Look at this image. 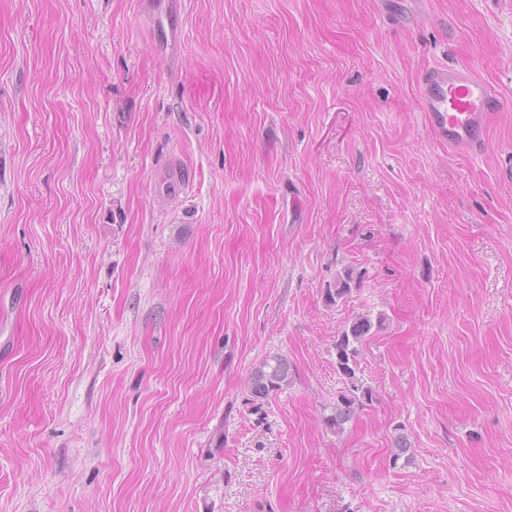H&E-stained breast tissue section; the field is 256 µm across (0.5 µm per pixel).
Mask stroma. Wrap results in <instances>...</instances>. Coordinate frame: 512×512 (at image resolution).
<instances>
[{"label":"stroma","instance_id":"obj_1","mask_svg":"<svg viewBox=\"0 0 512 512\" xmlns=\"http://www.w3.org/2000/svg\"><path fill=\"white\" fill-rule=\"evenodd\" d=\"M184 2L166 63L139 0H0V512H512V0ZM434 65L503 99L481 155ZM418 93L429 128L448 151L472 155L486 147L493 112L501 103L486 82L469 71L430 67L422 73ZM359 286L360 279L357 274L353 269L345 267L341 272H338L333 285L326 289V300L329 304H338L351 295L353 288ZM382 319L381 314L376 317V322L370 313L357 314L337 336L336 369L347 390L338 399L333 414L326 418L327 426L337 434L344 431V425L353 418L357 408H362L366 401L372 402V388L365 386L356 373L359 370L363 343L371 335L372 329L380 325ZM288 360L281 355L268 356L250 377L249 392L253 404L260 405L287 390L292 384Z\"/></svg>","mask_w":512,"mask_h":512}]
</instances>
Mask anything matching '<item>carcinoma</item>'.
<instances>
[{
    "label": "carcinoma",
    "mask_w": 512,
    "mask_h": 512,
    "mask_svg": "<svg viewBox=\"0 0 512 512\" xmlns=\"http://www.w3.org/2000/svg\"><path fill=\"white\" fill-rule=\"evenodd\" d=\"M360 286V279L354 270L346 267L336 276L333 285L326 289V300L337 304L346 300L353 289ZM382 316L372 317L369 313L354 316L337 336L336 369L346 385V393L340 396L333 414L326 418L327 426L340 434L344 425L354 416L356 409L372 401L373 390L365 385L357 375L363 343L371 335L374 327L380 325ZM292 384V374L288 360L281 355L264 359L250 377L249 392L253 403L260 405Z\"/></svg>",
    "instance_id": "carcinoma-1"
}]
</instances>
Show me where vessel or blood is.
<instances>
[{
	"instance_id": "1",
	"label": "vessel or blood",
	"mask_w": 512,
	"mask_h": 512,
	"mask_svg": "<svg viewBox=\"0 0 512 512\" xmlns=\"http://www.w3.org/2000/svg\"><path fill=\"white\" fill-rule=\"evenodd\" d=\"M142 8L153 26L156 46L180 41V0H142ZM418 93L430 129L449 151L472 155L486 147L492 115L500 106L486 82L468 71L430 67L422 73Z\"/></svg>"
}]
</instances>
